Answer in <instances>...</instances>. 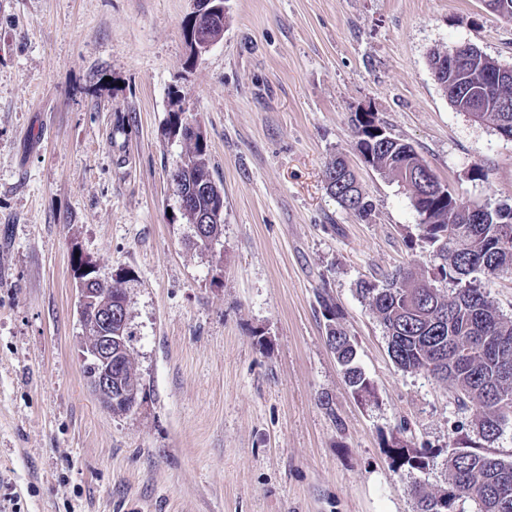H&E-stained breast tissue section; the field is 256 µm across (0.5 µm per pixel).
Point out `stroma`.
<instances>
[{"instance_id": "1", "label": "stroma", "mask_w": 512, "mask_h": 512, "mask_svg": "<svg viewBox=\"0 0 512 512\" xmlns=\"http://www.w3.org/2000/svg\"><path fill=\"white\" fill-rule=\"evenodd\" d=\"M227 6L197 58L194 0H0V512H419L412 485L446 488L473 432L454 392L397 367L358 292L431 256L351 119L375 112L462 202L512 205V141L430 67L466 43L512 66V20L483 0ZM176 105L223 179L218 255L192 245L168 180ZM339 156L368 217L326 190ZM78 258L123 281L141 384L126 413L82 372ZM324 291L372 397L345 384ZM391 437L434 462L394 468Z\"/></svg>"}]
</instances>
